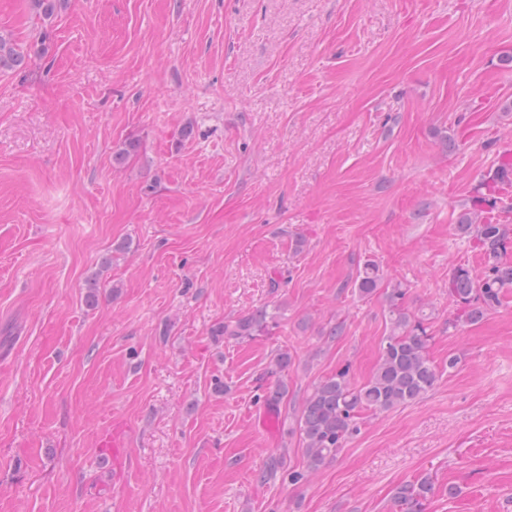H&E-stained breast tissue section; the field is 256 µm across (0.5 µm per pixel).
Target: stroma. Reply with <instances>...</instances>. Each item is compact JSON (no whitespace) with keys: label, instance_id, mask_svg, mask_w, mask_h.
Returning <instances> with one entry per match:
<instances>
[{"label":"stroma","instance_id":"35a3bbf8","mask_svg":"<svg viewBox=\"0 0 512 512\" xmlns=\"http://www.w3.org/2000/svg\"><path fill=\"white\" fill-rule=\"evenodd\" d=\"M0 37V512H392L425 475L426 512H512V294L445 328L449 269L483 268L457 216L512 140V0H0ZM397 282L434 387L259 481L303 464L315 383L370 377ZM259 307L270 333L215 335ZM382 280V274L379 267L373 262H366L359 270L355 287L362 297L372 296L379 288ZM101 448H112V468L118 465L126 456L128 444L120 426L114 425L112 433L105 435L101 442Z\"/></svg>","mask_w":512,"mask_h":512}]
</instances>
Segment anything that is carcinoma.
Wrapping results in <instances>:
<instances>
[{"mask_svg":"<svg viewBox=\"0 0 512 512\" xmlns=\"http://www.w3.org/2000/svg\"><path fill=\"white\" fill-rule=\"evenodd\" d=\"M24 63V55L0 39V71ZM512 184V160H498L471 200L469 208L457 218L458 233L469 239L481 255L484 270L479 277L463 266L448 271V300L456 312L448 317V331L464 323L475 324L500 306L505 290L512 288V264L502 255L512 246V228L498 218L501 190ZM382 274L373 262L359 270L355 287L362 297L372 296L379 288ZM407 289L400 284L386 289L389 303L390 334L379 343L378 360L369 379L357 384L344 367L316 383L302 402L298 425L303 443L306 470L284 469L283 462L270 458L259 480L284 471L289 482L299 484L305 471L315 470L333 459L360 431V419L366 412H386L426 395L438 378L436 366L427 349L432 340L427 319L403 306ZM269 329L267 310L262 308L214 330L226 340L242 341ZM430 479L422 478L398 486L393 495L396 512H425L433 493Z\"/></svg>","mask_w":512,"mask_h":512,"instance_id":"1","label":"carcinoma"}]
</instances>
